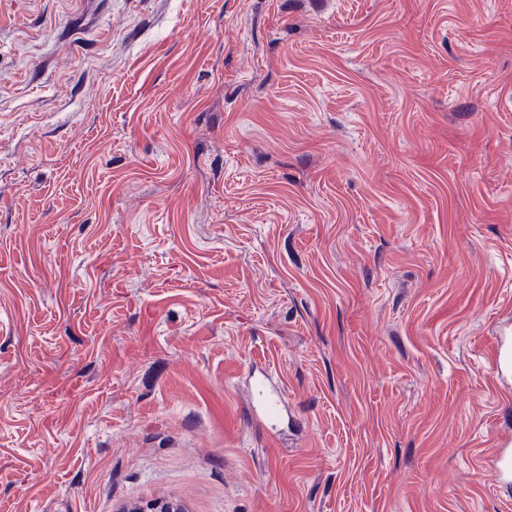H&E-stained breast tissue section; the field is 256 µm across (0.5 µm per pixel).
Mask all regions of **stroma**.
Returning a JSON list of instances; mask_svg holds the SVG:
<instances>
[{
    "label": "stroma",
    "instance_id": "obj_1",
    "mask_svg": "<svg viewBox=\"0 0 512 512\" xmlns=\"http://www.w3.org/2000/svg\"><path fill=\"white\" fill-rule=\"evenodd\" d=\"M505 328L512 0H0V512H512ZM491 369L494 375L512 373V340H502L492 355ZM254 398V415L259 421L267 422L272 428L288 418V402L280 387L267 371L250 373ZM501 451L492 460L490 465L492 471L504 480L512 482V440L510 438H500L498 441Z\"/></svg>",
    "mask_w": 512,
    "mask_h": 512
}]
</instances>
